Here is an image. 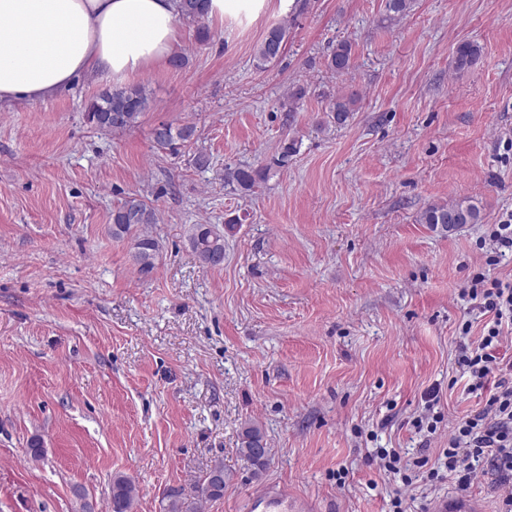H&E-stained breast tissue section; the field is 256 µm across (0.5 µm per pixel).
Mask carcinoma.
<instances>
[{
  "instance_id": "cac0c4a2",
  "label": "carcinoma",
  "mask_w": 512,
  "mask_h": 512,
  "mask_svg": "<svg viewBox=\"0 0 512 512\" xmlns=\"http://www.w3.org/2000/svg\"><path fill=\"white\" fill-rule=\"evenodd\" d=\"M414 0H386L385 8L389 17L402 18L410 14ZM206 19V0H179L178 20L197 25ZM288 42V27L275 25L259 43L255 52L257 66L265 67L280 59ZM481 56L480 46L474 42H462L455 51L454 64L458 70L475 67ZM328 69L336 73H347L353 68L352 48L347 42H338L327 57ZM357 99L352 95L340 94L329 106L334 124L341 126L355 111ZM146 91L138 86L107 89L88 105L87 119L102 128L124 131L138 123L140 116L148 109ZM153 138L162 149L174 151L178 146L190 143L196 138V127L192 123L173 124L161 122L153 129ZM267 177V170L250 166L224 167V183L246 196L254 192L259 183ZM481 209L470 200H459L446 204H431L419 216V222L450 232L463 224H479ZM158 223V211L144 200L130 197L112 212V238L122 240L134 238L133 260L142 274H149L155 268L160 250L159 241L150 235L145 227ZM191 247L199 261L207 267L223 264L224 235L209 224H194L189 235ZM239 454L256 470L265 469L270 461V450L262 428L254 423L245 424L241 432ZM231 475L224 469V463L216 462L209 467L201 482L194 486V493L201 499H219ZM138 497L136 485L126 476H115L110 491L111 512H133ZM184 490L169 491L163 505L164 512H185Z\"/></svg>"
}]
</instances>
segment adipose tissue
Wrapping results in <instances>:
<instances>
[{
  "mask_svg": "<svg viewBox=\"0 0 512 512\" xmlns=\"http://www.w3.org/2000/svg\"><path fill=\"white\" fill-rule=\"evenodd\" d=\"M180 43L177 0H0V103L40 101L90 73L129 82Z\"/></svg>",
  "mask_w": 512,
  "mask_h": 512,
  "instance_id": "obj_1",
  "label": "adipose tissue"
}]
</instances>
